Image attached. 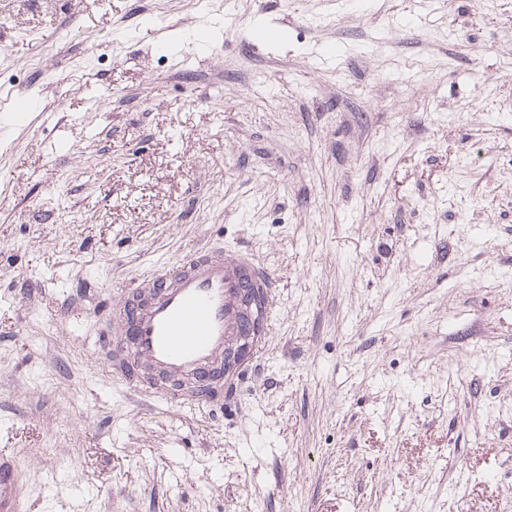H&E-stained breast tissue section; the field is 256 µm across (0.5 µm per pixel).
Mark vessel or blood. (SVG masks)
Listing matches in <instances>:
<instances>
[{
    "instance_id": "vessel-or-blood-1",
    "label": "vessel or blood",
    "mask_w": 512,
    "mask_h": 512,
    "mask_svg": "<svg viewBox=\"0 0 512 512\" xmlns=\"http://www.w3.org/2000/svg\"><path fill=\"white\" fill-rule=\"evenodd\" d=\"M268 289L263 271L229 261L221 248L194 250L143 275L104 334L121 375L136 387L155 384L168 401L211 405L224 398L211 373L229 337L240 335L245 287ZM23 484L15 460L0 456V512H18Z\"/></svg>"
}]
</instances>
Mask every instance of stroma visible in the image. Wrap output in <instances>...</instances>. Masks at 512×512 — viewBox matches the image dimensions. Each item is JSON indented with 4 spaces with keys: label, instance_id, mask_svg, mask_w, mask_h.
<instances>
[{
    "label": "stroma",
    "instance_id": "stroma-1",
    "mask_svg": "<svg viewBox=\"0 0 512 512\" xmlns=\"http://www.w3.org/2000/svg\"><path fill=\"white\" fill-rule=\"evenodd\" d=\"M1 109L22 512H512V0H0ZM213 243L274 297L214 411L95 317Z\"/></svg>",
    "mask_w": 512,
    "mask_h": 512
}]
</instances>
